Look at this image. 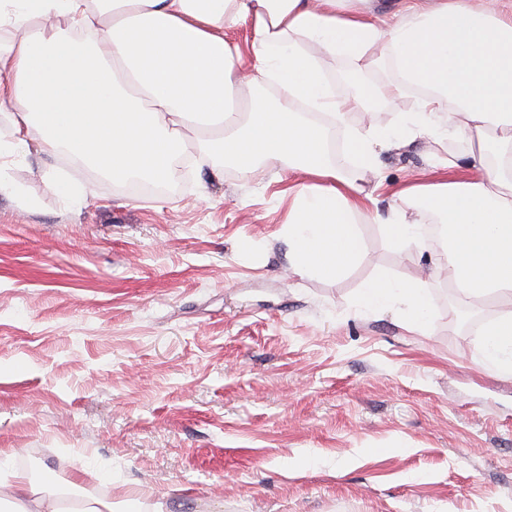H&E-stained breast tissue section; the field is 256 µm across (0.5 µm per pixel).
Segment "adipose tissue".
Listing matches in <instances>:
<instances>
[{"label":"adipose tissue","instance_id":"1","mask_svg":"<svg viewBox=\"0 0 512 512\" xmlns=\"http://www.w3.org/2000/svg\"><path fill=\"white\" fill-rule=\"evenodd\" d=\"M243 24L245 48L226 36ZM0 29L16 34L0 45V112L13 136L0 158L34 135L115 182L171 180L189 152L245 175L285 163L305 176L285 228L298 275L333 277L361 261L362 224L417 248L438 224L459 305L512 299V0H404L390 15L373 0H0ZM330 58L379 79L337 95ZM271 83L286 98L239 112L236 92ZM407 90L416 105L396 125L352 134L358 175L345 176L330 128ZM420 138L468 149L434 155L433 177L404 186L386 211L363 206L380 149ZM396 303L410 328L427 329L424 279L381 276L356 300L362 312ZM483 351L486 369L512 377V308L488 323Z\"/></svg>","mask_w":512,"mask_h":512}]
</instances>
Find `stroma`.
<instances>
[{"label":"stroma","instance_id":"stroma-1","mask_svg":"<svg viewBox=\"0 0 512 512\" xmlns=\"http://www.w3.org/2000/svg\"><path fill=\"white\" fill-rule=\"evenodd\" d=\"M422 140L384 152L381 199L429 170ZM93 196L63 202L49 169ZM0 193V451L38 455L115 512H512V377L483 365L437 267L361 228L331 279L290 268L298 172L192 166L134 195L30 147ZM426 271V334L358 312L365 286Z\"/></svg>","mask_w":512,"mask_h":512}]
</instances>
